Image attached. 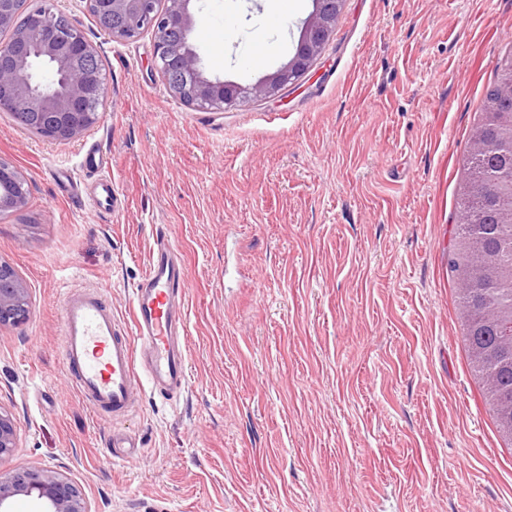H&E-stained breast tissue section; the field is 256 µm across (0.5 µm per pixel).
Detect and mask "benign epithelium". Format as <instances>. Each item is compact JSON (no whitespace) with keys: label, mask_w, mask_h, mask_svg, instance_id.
Wrapping results in <instances>:
<instances>
[{"label":"benign epithelium","mask_w":512,"mask_h":512,"mask_svg":"<svg viewBox=\"0 0 512 512\" xmlns=\"http://www.w3.org/2000/svg\"><path fill=\"white\" fill-rule=\"evenodd\" d=\"M26 0H0V107L16 115L30 132L58 142L77 139L97 124L107 108L106 74L98 51L83 30L65 16L42 7L24 11ZM108 36L154 39V65L169 95L196 110L224 111L244 102L278 99L321 56L336 26L339 0H314L291 58L255 84L213 79L191 43L193 0H85ZM22 209L28 182L0 159V201ZM29 315L28 288L0 262V326L17 325ZM16 448L11 413L0 407V463ZM18 496L34 497L40 512H89L82 492L62 474L46 468L0 470V512H12Z\"/></svg>","instance_id":"1"}]
</instances>
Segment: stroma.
<instances>
[{"label": "stroma", "instance_id": "stroma-1", "mask_svg": "<svg viewBox=\"0 0 512 512\" xmlns=\"http://www.w3.org/2000/svg\"><path fill=\"white\" fill-rule=\"evenodd\" d=\"M97 48L109 99L79 139L0 109V159L27 206L0 213V262L30 314L0 327V468L63 473L90 512H512L499 436L462 338L448 244L461 160L512 0H344L324 53L283 99L221 112L173 99L154 40H112L85 0H27ZM195 0L209 76L257 82L293 54L313 0ZM117 208H92L84 164ZM187 274L189 388L94 417L64 370L65 289L124 324L156 236ZM128 445L113 449V434ZM16 447L14 418L0 406V463L8 459Z\"/></svg>", "mask_w": 512, "mask_h": 512}]
</instances>
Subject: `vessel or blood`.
Segmentation results:
<instances>
[{"instance_id":"b4317fda","label":"vessel or blood","mask_w":512,"mask_h":512,"mask_svg":"<svg viewBox=\"0 0 512 512\" xmlns=\"http://www.w3.org/2000/svg\"><path fill=\"white\" fill-rule=\"evenodd\" d=\"M185 266L177 246L157 237L144 278L133 290V331L111 306L87 288L62 298L65 366L72 386L93 415L121 420L134 409L141 381L174 397L188 386L185 326Z\"/></svg>"}]
</instances>
